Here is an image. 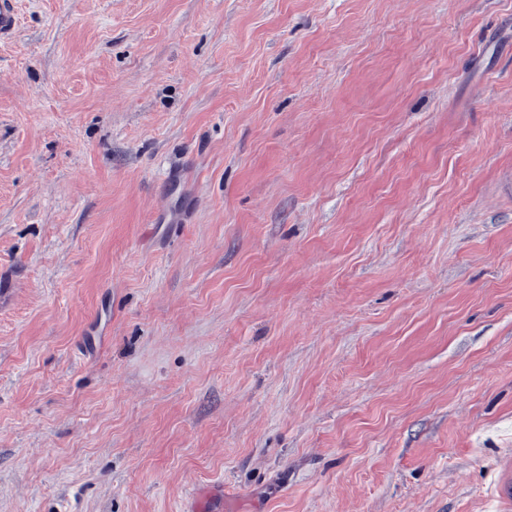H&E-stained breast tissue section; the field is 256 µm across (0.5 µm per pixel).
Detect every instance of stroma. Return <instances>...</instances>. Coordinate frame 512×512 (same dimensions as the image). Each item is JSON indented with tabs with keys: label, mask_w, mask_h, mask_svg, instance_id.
Here are the masks:
<instances>
[{
	"label": "stroma",
	"mask_w": 512,
	"mask_h": 512,
	"mask_svg": "<svg viewBox=\"0 0 512 512\" xmlns=\"http://www.w3.org/2000/svg\"><path fill=\"white\" fill-rule=\"evenodd\" d=\"M0 512H496L512 0H16Z\"/></svg>",
	"instance_id": "35a3bbf8"
}]
</instances>
